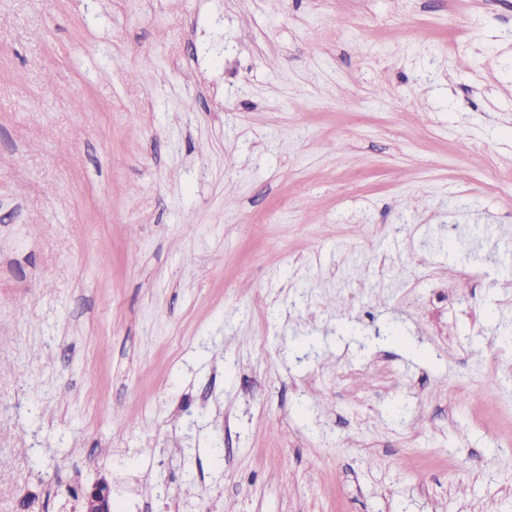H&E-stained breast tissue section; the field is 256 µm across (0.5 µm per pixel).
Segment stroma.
I'll return each instance as SVG.
<instances>
[{
    "instance_id": "obj_1",
    "label": "stroma",
    "mask_w": 512,
    "mask_h": 512,
    "mask_svg": "<svg viewBox=\"0 0 512 512\" xmlns=\"http://www.w3.org/2000/svg\"><path fill=\"white\" fill-rule=\"evenodd\" d=\"M0 456V512H512V0H0ZM85 512H112V498L109 485L104 481L95 483L82 496Z\"/></svg>"
}]
</instances>
